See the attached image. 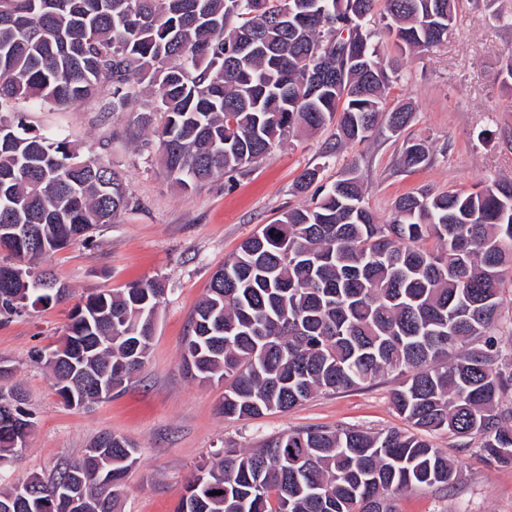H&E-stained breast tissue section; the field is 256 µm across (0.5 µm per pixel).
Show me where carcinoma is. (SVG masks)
I'll return each mask as SVG.
<instances>
[{"mask_svg":"<svg viewBox=\"0 0 512 512\" xmlns=\"http://www.w3.org/2000/svg\"><path fill=\"white\" fill-rule=\"evenodd\" d=\"M0 0V248L33 260L86 242L131 205L124 174L85 155L70 135L30 125L23 106L54 112L92 104L104 118L138 113L165 173L183 191L240 171L295 129L337 122L338 143L393 133L412 112L385 111L397 68L373 44L380 22L402 50L447 40L458 0ZM327 74L306 91L314 56ZM430 160L423 141L408 169ZM26 224L25 243L8 227ZM165 286L156 278L91 294L54 349L31 360L70 406L122 389L148 360ZM512 294V180L475 191L409 193L381 224L357 165L247 238L218 268L190 321L184 362L224 383V415L257 418L319 392L357 388L390 372L397 413L412 430L368 433L324 426L277 433L198 467L176 512H394L392 496L446 490L461 467L427 436L444 431L512 466V345L496 336ZM66 297L44 268L0 265V319ZM0 375L14 416L34 421ZM100 433L52 476L0 489V512H77L58 488L78 475L94 512H116L138 462L132 441ZM22 452L0 426V466Z\"/></svg>","mask_w":512,"mask_h":512,"instance_id":"cac0c4a2","label":"carcinoma"}]
</instances>
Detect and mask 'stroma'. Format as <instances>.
<instances>
[{
  "mask_svg": "<svg viewBox=\"0 0 512 512\" xmlns=\"http://www.w3.org/2000/svg\"><path fill=\"white\" fill-rule=\"evenodd\" d=\"M457 10L447 42L433 49L403 54L387 33L374 38L381 58L400 63L385 107L411 108L413 119L401 134H391L382 123L370 140L340 148L335 124L296 131L258 162L188 194L166 177L155 154L136 148L133 113L104 119L88 105L66 112L27 108L31 125L66 130L82 152L108 158L124 173L134 205L99 225L88 243L39 259L68 288L65 300L0 322V360L12 365L13 381L23 388L35 422L26 448L0 469V486L49 474L109 431L139 448L125 479L121 512H175L198 465L214 462L227 449L255 448L270 435L312 426L406 429L392 404L394 375L243 420L221 413L223 386L191 378L182 354L190 317L215 270L263 225L312 204V193L295 189L303 170L319 167L322 182L329 184L357 164L365 201L382 223L404 194L469 191L495 178L512 179V85L505 71L512 56V0H459ZM416 139L429 146L431 160L408 170L401 156ZM147 278L162 280L166 291L146 365L111 400L83 409L68 406L42 366L30 361L31 351L52 345L88 295ZM430 440L459 460L462 479L443 491L399 494L395 512H512V467L490 462L478 447L459 448L444 432Z\"/></svg>",
  "mask_w": 512,
  "mask_h": 512,
  "instance_id": "1",
  "label": "stroma"
}]
</instances>
